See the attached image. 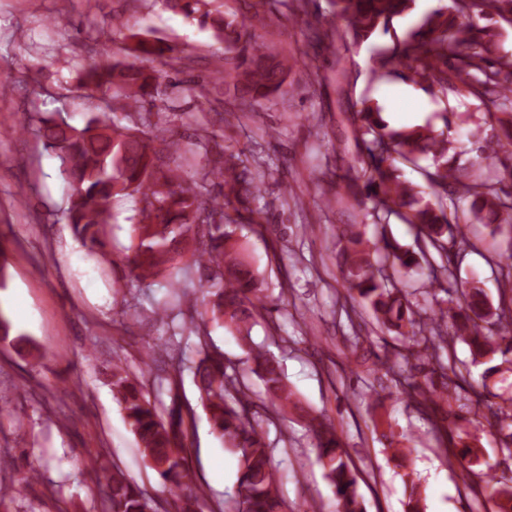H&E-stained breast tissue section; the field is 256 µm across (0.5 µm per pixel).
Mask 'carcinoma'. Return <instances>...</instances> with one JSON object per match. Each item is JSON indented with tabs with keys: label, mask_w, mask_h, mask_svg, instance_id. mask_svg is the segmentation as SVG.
Here are the masks:
<instances>
[{
	"label": "carcinoma",
	"mask_w": 512,
	"mask_h": 512,
	"mask_svg": "<svg viewBox=\"0 0 512 512\" xmlns=\"http://www.w3.org/2000/svg\"><path fill=\"white\" fill-rule=\"evenodd\" d=\"M416 0H331L333 15L345 24V34L356 45L387 34L394 21L415 9ZM210 0H165L168 10L192 19L212 32L224 45L216 58V70H224V104L248 112L258 102L277 94L288 78V58L267 52L255 39L256 24L270 15L260 14L253 0H239V8L226 15L210 8ZM512 20V0H451L446 9L424 14L408 36L373 58V73L399 76L448 91V76L463 80L467 95L493 103L498 133L487 142L475 164L480 181L468 182L467 168L457 161L451 139L429 124L391 128L380 106L361 101L353 115L356 139L362 154L348 165L345 188L363 195L365 215L375 224H386L394 215L415 231L422 242L419 252H410L383 237L369 242L356 224L336 232L339 266L346 291L354 301L367 304L381 331L408 338L404 351L397 352L402 364L394 368L384 361L390 393L416 402L425 414L436 400L448 405V416L463 411L475 431L494 429L512 454V396L493 402L468 382L443 353L451 348L448 339H459L470 348L472 362L485 363L496 354L512 363V293L501 289V304L491 313L483 289L473 286L464 301L446 309L421 307L398 286L395 275L425 263L429 274L422 293L436 296L447 291L445 284L469 247L464 212L476 222L498 230L512 229V168L500 167V153L512 146V88H505L503 73L512 74V54L499 52L498 33L492 25ZM487 24L482 25L480 21ZM129 55L140 61L165 60L172 65L173 49L160 40L133 32ZM335 28L315 30L310 38L315 50L333 46ZM101 63L87 69L79 87L101 92L105 107L77 128L52 115H37V132L44 145L60 161L61 175L69 185V223L76 239L102 253L106 226L112 221V206L131 200L135 206L130 262L141 281L163 282L180 288L179 263L189 259L203 270L189 308V324L182 330L195 334L204 356L191 370L199 400L208 414L213 432L238 457V498L233 507L215 509L205 501L204 491L194 482L185 456L187 435L184 417L193 416L190 406L172 403L163 409L150 398L145 375L133 374L122 360L104 366L112 394L136 436L143 456L159 476L164 488L177 502V512H288L279 494V477L272 464V449L256 419L257 411L246 381L227 372L224 358L205 351L208 319L198 311L204 304L216 321L235 332L265 387L267 406L280 413H301L314 439L316 461L334 489L333 512H365L358 492V474L348 462V453L336 435L335 425L322 415L300 405L288 385L282 365L267 356L251 339L256 318L267 299L263 280L251 265L242 230L263 227L260 211L253 208L259 193L249 160L206 135L183 147L169 135V120L148 124L149 130L121 124L123 118L142 116L155 105L162 90L161 75L134 63L112 59L111 40L99 41ZM203 153L207 163L192 170L190 157ZM422 158L432 164L421 169L425 185L403 178L399 164L414 166ZM0 336L12 338L21 355L36 346L23 335L12 337L8 319L0 316ZM427 360L431 373L442 379L437 389L427 375L420 374L412 360ZM184 360L156 365L154 379L173 386L182 375ZM468 385L472 397L461 399L458 390ZM448 456L463 462L478 459L477 443L445 445ZM484 479L485 495L495 502L497 512H512V486L490 473H476L462 466V477ZM102 512H147L153 500L121 471L112 473L99 489Z\"/></svg>",
	"instance_id": "cac0c4a2"
}]
</instances>
